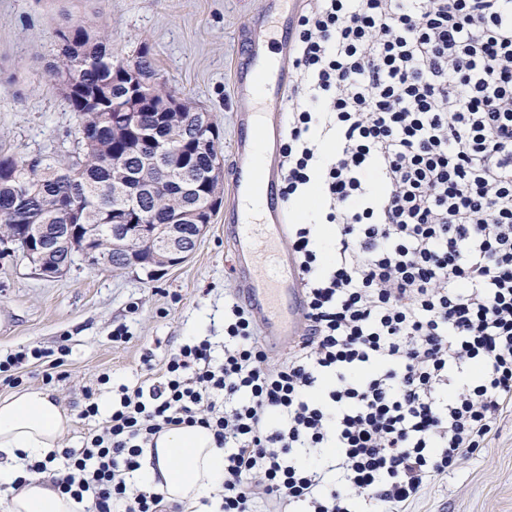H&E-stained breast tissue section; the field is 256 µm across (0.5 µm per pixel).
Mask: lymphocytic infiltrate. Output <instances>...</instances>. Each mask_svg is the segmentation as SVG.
<instances>
[{"label":"lymphocytic infiltrate","instance_id":"f902f5d3","mask_svg":"<svg viewBox=\"0 0 512 512\" xmlns=\"http://www.w3.org/2000/svg\"><path fill=\"white\" fill-rule=\"evenodd\" d=\"M280 195L305 330L271 364L224 303V360L180 344L79 448L26 461L93 512H182L130 474L155 436L224 450L219 512H404L512 408V0H304L288 46ZM330 229L321 240L319 225ZM69 350L0 356V382Z\"/></svg>","mask_w":512,"mask_h":512}]
</instances>
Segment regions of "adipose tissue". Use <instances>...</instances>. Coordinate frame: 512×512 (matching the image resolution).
<instances>
[{
  "label": "adipose tissue",
  "instance_id": "adipose-tissue-1",
  "mask_svg": "<svg viewBox=\"0 0 512 512\" xmlns=\"http://www.w3.org/2000/svg\"><path fill=\"white\" fill-rule=\"evenodd\" d=\"M72 423L50 393L29 387L0 398V486L12 487L9 512H75L77 505L60 496L49 480L32 478L15 486L17 454L43 457L56 450ZM224 480V451L202 427H173L145 448L134 477L139 486H161L168 501L194 512L212 498Z\"/></svg>",
  "mask_w": 512,
  "mask_h": 512
}]
</instances>
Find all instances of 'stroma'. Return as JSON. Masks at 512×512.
<instances>
[{
    "label": "stroma",
    "mask_w": 512,
    "mask_h": 512,
    "mask_svg": "<svg viewBox=\"0 0 512 512\" xmlns=\"http://www.w3.org/2000/svg\"><path fill=\"white\" fill-rule=\"evenodd\" d=\"M281 16L279 0H0V146L25 159L50 152L62 162L76 150L77 116L47 66L59 50L57 29L80 19L111 34L116 58L150 48L157 80L210 113L226 179L223 204L192 256L157 276L78 261L45 279L18 252L0 254V353L69 348L66 377L49 387L74 417L62 447H81L99 426L77 417L88 390L108 403L113 387L146 381L145 354L158 365L182 339L208 336L214 357L223 358L224 297L237 290L228 219L238 116L268 109L238 96L235 71L248 47L277 50L268 22ZM120 324L131 339L115 345L110 335ZM105 373L111 381L99 385ZM410 512H512V414L489 448L426 489Z\"/></svg>",
    "instance_id": "obj_1"
}]
</instances>
